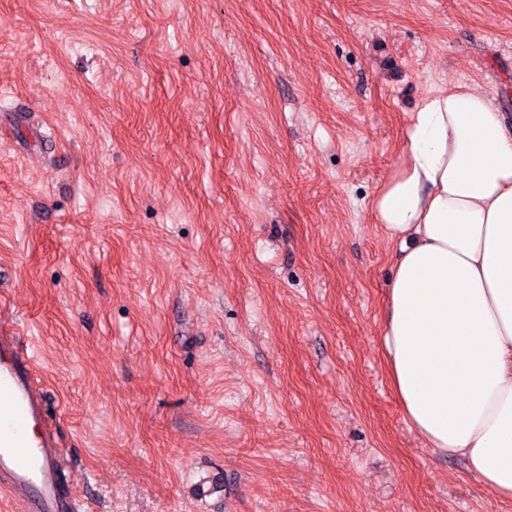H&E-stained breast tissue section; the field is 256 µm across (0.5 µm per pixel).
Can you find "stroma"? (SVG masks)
Returning a JSON list of instances; mask_svg holds the SVG:
<instances>
[{
  "label": "stroma",
  "instance_id": "35a3bbf8",
  "mask_svg": "<svg viewBox=\"0 0 512 512\" xmlns=\"http://www.w3.org/2000/svg\"><path fill=\"white\" fill-rule=\"evenodd\" d=\"M512 0H0V326L88 512H512L428 447L371 200Z\"/></svg>",
  "mask_w": 512,
  "mask_h": 512
}]
</instances>
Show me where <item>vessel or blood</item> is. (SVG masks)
<instances>
[{
	"label": "vessel or blood",
	"mask_w": 512,
	"mask_h": 512,
	"mask_svg": "<svg viewBox=\"0 0 512 512\" xmlns=\"http://www.w3.org/2000/svg\"><path fill=\"white\" fill-rule=\"evenodd\" d=\"M64 462L48 422L45 395L21 336L0 332V490L27 512H77V498L58 489Z\"/></svg>",
	"instance_id": "1"
}]
</instances>
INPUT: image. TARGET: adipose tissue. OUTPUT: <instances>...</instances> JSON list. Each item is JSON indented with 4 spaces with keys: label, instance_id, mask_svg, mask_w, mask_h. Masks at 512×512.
I'll use <instances>...</instances> for the list:
<instances>
[{
    "label": "adipose tissue",
    "instance_id": "obj_1",
    "mask_svg": "<svg viewBox=\"0 0 512 512\" xmlns=\"http://www.w3.org/2000/svg\"><path fill=\"white\" fill-rule=\"evenodd\" d=\"M371 208L402 243L383 347L404 415L511 500L512 120L473 87L430 94Z\"/></svg>",
    "mask_w": 512,
    "mask_h": 512
}]
</instances>
